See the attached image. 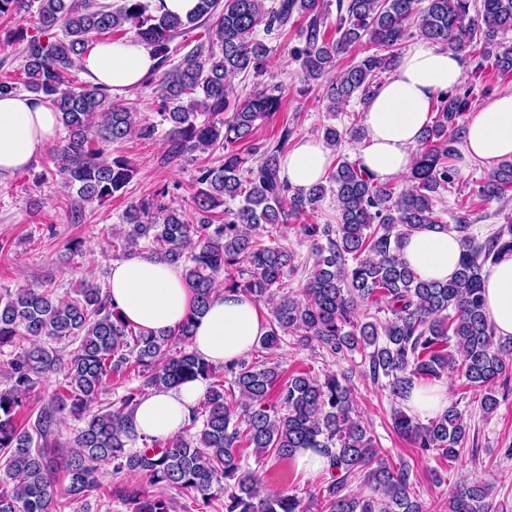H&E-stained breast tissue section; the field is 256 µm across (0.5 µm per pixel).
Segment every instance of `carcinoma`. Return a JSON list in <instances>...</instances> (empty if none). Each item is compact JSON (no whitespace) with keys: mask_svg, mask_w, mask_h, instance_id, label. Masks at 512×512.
<instances>
[{"mask_svg":"<svg viewBox=\"0 0 512 512\" xmlns=\"http://www.w3.org/2000/svg\"><path fill=\"white\" fill-rule=\"evenodd\" d=\"M38 2L35 34L18 27L11 36L25 43L18 77L0 80V96L23 88L59 113L67 136L52 152L55 176L86 203H104L122 192L134 167L107 147L131 137L153 139L166 124V159L194 161L216 148L218 165L196 168L191 195L198 223L167 200L168 188L130 204L120 228L112 230L113 255L140 251L181 267L192 309L174 331L154 334L135 328L114 308L109 283L83 280L76 297H62L54 282L21 287L0 296V347L14 348L3 367L0 388V512H75L87 500L105 496L104 473L140 477L150 490L127 492L128 512H172L169 491L190 501L184 512H436L414 489L405 465L380 457L371 430L353 404L350 373L364 368L372 383L395 401L416 386L441 379L460 364L467 383L479 392L480 409L489 416L499 407L497 383L507 384L512 340L496 337L484 309L483 273L505 252H512V220L483 240L471 233L464 215L453 225L434 211L439 190L455 185L457 145L466 132L473 105L462 83L434 103L436 118L422 130L419 149L405 187L375 181L356 161L339 157L325 181L292 190L280 180L279 161L291 130L277 142L253 150L255 165L240 145L253 136L256 122L273 117L282 96L260 90L231 101L229 78L260 72L268 47L258 29L270 33L297 13L304 18L302 45L292 56L307 83L326 82L323 97L330 112L353 97L367 101L384 74L392 71L399 50L416 28L432 44L454 53L468 52L481 71L485 62L512 75V0H336L335 37L327 38L330 0H198L194 14L182 18L152 13L149 0H0V18L30 19ZM215 21L220 50L200 43L173 67L171 42L201 23ZM132 32L158 59L155 72L162 103L157 123L138 121L123 103L110 102L109 88L80 82L74 72L90 48ZM371 42L388 53H368L330 78L337 58ZM231 112L229 117L224 113ZM325 144L336 149L360 140L358 127H322ZM336 195L334 224H301L316 212L327 193ZM487 204L512 200V162L499 165L478 186ZM298 223L311 242V268L299 292L288 291V277L302 266L299 255L268 246L259 231ZM423 224L458 234L462 252L455 275L446 282L424 281L400 259L405 235ZM270 306L269 330L259 341L263 361L242 357L216 366L192 349L196 321L205 314L218 287ZM389 317L372 318L370 309ZM292 339L298 347H318L343 373L319 377L309 371L285 374L278 350ZM65 341L71 350L59 349ZM139 384L119 403L100 405L109 380L126 372ZM55 380L48 400L31 405L44 380ZM201 379L203 400L176 437L164 444L139 437L131 416L149 390L163 391ZM26 414L25 422L17 416ZM82 423L64 448L56 436L65 416ZM395 432L423 453L438 451L456 460L469 437L462 411L451 403L423 424L408 408L392 414ZM289 460L305 448L329 459L330 478L311 502L288 491L260 492V476L245 463ZM364 475L369 495L348 492ZM446 512H498L488 484L462 480L445 503Z\"/></svg>","mask_w":512,"mask_h":512,"instance_id":"1","label":"carcinoma"}]
</instances>
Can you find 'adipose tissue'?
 I'll use <instances>...</instances> for the list:
<instances>
[{
	"mask_svg": "<svg viewBox=\"0 0 512 512\" xmlns=\"http://www.w3.org/2000/svg\"><path fill=\"white\" fill-rule=\"evenodd\" d=\"M156 63L151 48L134 36L97 43L80 60L94 83L116 93L137 89ZM464 66L461 55L427 42L412 44L402 54L394 73L363 107L368 144L359 161L377 181L409 173L433 101L460 82ZM59 131L57 112L35 95L0 98V175L30 166ZM462 149L466 159L490 166L512 161V90L498 92L473 111ZM330 162L324 142L308 135L281 157V175L292 189H307L322 180ZM460 255L457 233L429 224L409 231L401 250L402 259L426 281L452 278ZM483 279L486 315L497 336L510 340L512 253L485 268ZM110 294L123 318L147 332L175 329L191 307L181 269L144 255L111 262ZM266 332L258 304L221 291L198 320L193 347L206 361L223 364L244 356ZM206 388V382L194 380L167 391H148L134 412L136 433L159 440L175 437Z\"/></svg>",
	"mask_w": 512,
	"mask_h": 512,
	"instance_id": "1",
	"label": "adipose tissue"
}]
</instances>
